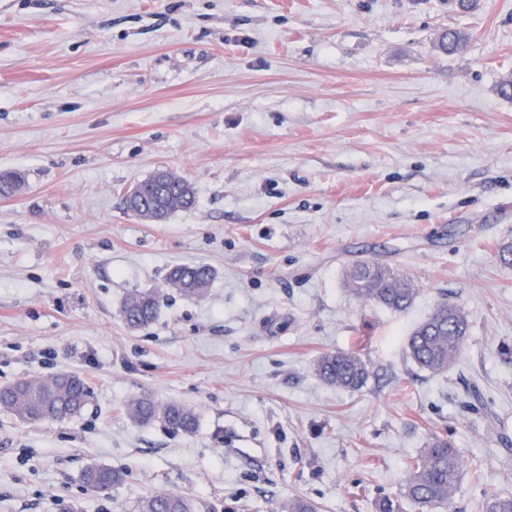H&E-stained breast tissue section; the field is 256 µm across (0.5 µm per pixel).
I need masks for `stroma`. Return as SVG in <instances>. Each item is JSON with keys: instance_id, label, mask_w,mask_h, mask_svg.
<instances>
[{"instance_id": "stroma-1", "label": "stroma", "mask_w": 512, "mask_h": 512, "mask_svg": "<svg viewBox=\"0 0 512 512\" xmlns=\"http://www.w3.org/2000/svg\"><path fill=\"white\" fill-rule=\"evenodd\" d=\"M468 36L449 54L448 29ZM512 0H0V385L73 372L81 415L0 411V512H137L157 489L195 512H376L433 436L464 473L450 512L512 494ZM159 169L197 204L127 213ZM391 266L417 288L394 313L344 270ZM217 276L168 292L129 329L133 289L176 263ZM469 332L444 373L405 340L442 300ZM356 350L358 391L315 359ZM146 396L199 415L191 435L138 425ZM92 464L126 468L108 493Z\"/></svg>"}]
</instances>
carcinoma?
<instances>
[{
  "instance_id": "obj_1",
  "label": "carcinoma",
  "mask_w": 512,
  "mask_h": 512,
  "mask_svg": "<svg viewBox=\"0 0 512 512\" xmlns=\"http://www.w3.org/2000/svg\"><path fill=\"white\" fill-rule=\"evenodd\" d=\"M468 41L467 35L450 29L442 37V47L452 53ZM25 184L18 170L0 171V194L13 195ZM141 203L126 211L145 217L144 210L158 209L162 220L179 209L196 204L192 185L167 170H161L140 183ZM215 277V269L206 263H177L168 268L165 287L188 296L207 293ZM345 284L351 296L372 302L393 312H402L413 302L416 288L411 280L390 267L373 262H359L346 272ZM165 293L132 290L120 309L122 321L130 328L153 322ZM468 322L455 306L443 300L428 317L416 326L406 340L409 358L419 368L437 373L448 370L455 361L468 335ZM315 376L332 385L357 391L363 388L371 372L366 362L354 351L329 352L313 364ZM89 397V387L77 374L58 372L34 376L0 385V410L22 422L62 421L82 412ZM125 415L133 422L161 421L176 433L195 432V411L177 402H159L147 397L130 399ZM465 460L446 438H431L419 456L408 462L402 488V499L420 509H433L451 503L461 481ZM82 478L94 492L105 493L124 483L126 472L111 465H91ZM138 512H193L191 500L179 493L162 489L144 497ZM282 512H317V505L305 498H294L282 505ZM478 512H512V495L495 489L485 490Z\"/></svg>"
}]
</instances>
